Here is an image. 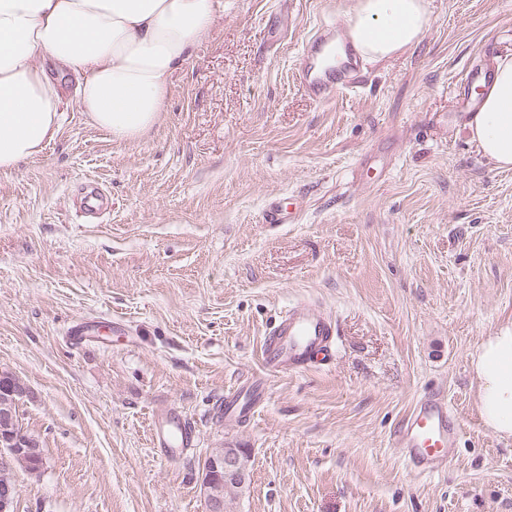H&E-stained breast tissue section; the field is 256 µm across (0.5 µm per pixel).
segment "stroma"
Listing matches in <instances>:
<instances>
[{
  "instance_id": "35a3bbf8",
  "label": "stroma",
  "mask_w": 512,
  "mask_h": 512,
  "mask_svg": "<svg viewBox=\"0 0 512 512\" xmlns=\"http://www.w3.org/2000/svg\"><path fill=\"white\" fill-rule=\"evenodd\" d=\"M418 44L325 102L292 78L357 0H224L146 136L117 141L59 81L61 126L0 173V370L44 449L15 512H207L202 465L251 451L226 512H512V438L481 422L468 354L512 321V169L456 112L469 73L512 54V0H429ZM110 205L82 216L81 189ZM296 206L269 224L270 202ZM299 299L336 318L330 364L268 373L267 330ZM97 333L70 344L74 323ZM266 380L247 420L225 393ZM454 409L447 469L411 471L394 432L424 394ZM199 442L165 460L151 415Z\"/></svg>"
}]
</instances>
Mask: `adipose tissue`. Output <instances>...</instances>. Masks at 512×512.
<instances>
[{
  "instance_id": "1",
  "label": "adipose tissue",
  "mask_w": 512,
  "mask_h": 512,
  "mask_svg": "<svg viewBox=\"0 0 512 512\" xmlns=\"http://www.w3.org/2000/svg\"><path fill=\"white\" fill-rule=\"evenodd\" d=\"M224 12L223 0H0V173L38 154L60 128L62 97L43 65L79 78L77 107L118 140L147 134L166 110L171 77ZM432 23L428 0H359L350 33L374 62L416 45ZM466 126L496 167L512 169V55ZM486 427L512 437V321L471 351Z\"/></svg>"
}]
</instances>
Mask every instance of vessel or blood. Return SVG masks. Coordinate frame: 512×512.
I'll list each match as a JSON object with an SVG mask.
<instances>
[{"instance_id":"b4317fda","label":"vessel or blood","mask_w":512,"mask_h":512,"mask_svg":"<svg viewBox=\"0 0 512 512\" xmlns=\"http://www.w3.org/2000/svg\"><path fill=\"white\" fill-rule=\"evenodd\" d=\"M361 60L343 21L322 24L309 39L296 64L295 79L306 96L316 102L357 87ZM83 209L91 214L105 210L109 198L97 185H88ZM336 321L332 315L299 300L287 308L270 329L262 346L265 368L272 373L294 371L317 361L327 363L333 355ZM263 391L262 381L225 396L227 417L245 418ZM447 400L430 393L417 402L399 427L395 443L408 467L423 475L441 471L453 456L456 433L449 419ZM152 446L167 459L186 455L198 443L195 428L173 409L156 413L152 422Z\"/></svg>"}]
</instances>
